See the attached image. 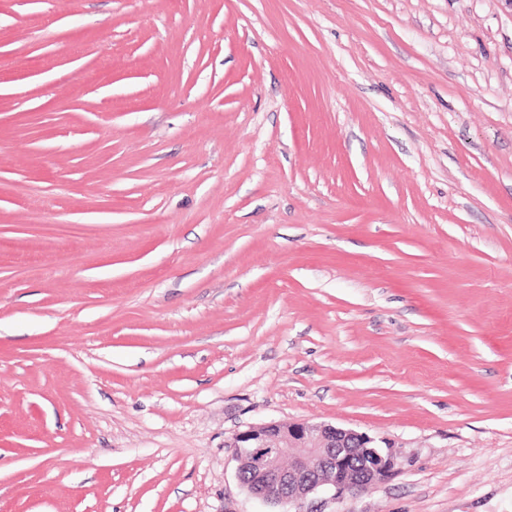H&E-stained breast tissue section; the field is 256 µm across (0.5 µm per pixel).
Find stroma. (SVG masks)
Instances as JSON below:
<instances>
[{
    "label": "stroma",
    "instance_id": "1",
    "mask_svg": "<svg viewBox=\"0 0 512 512\" xmlns=\"http://www.w3.org/2000/svg\"><path fill=\"white\" fill-rule=\"evenodd\" d=\"M512 512V0H0V512H267L228 441ZM230 448L239 460L238 480L264 503L284 511H304L310 494L322 488L334 495L353 493L355 457L362 461L360 480L367 488L398 472L399 456L365 433L311 421L269 422L232 434ZM288 448V465L282 463ZM386 448V449H383ZM251 471L254 481L243 483L240 474Z\"/></svg>",
    "mask_w": 512,
    "mask_h": 512
}]
</instances>
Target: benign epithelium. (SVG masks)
Masks as SVG:
<instances>
[{"label":"benign epithelium","instance_id":"benign-epithelium-1","mask_svg":"<svg viewBox=\"0 0 512 512\" xmlns=\"http://www.w3.org/2000/svg\"><path fill=\"white\" fill-rule=\"evenodd\" d=\"M230 447L254 481L243 484L264 503L284 512H302L308 496L323 488L341 496L354 492L355 481L368 487L399 470V456L365 433L311 421L269 422L232 434ZM291 461L283 464V452ZM362 461L353 477L355 459Z\"/></svg>","mask_w":512,"mask_h":512}]
</instances>
